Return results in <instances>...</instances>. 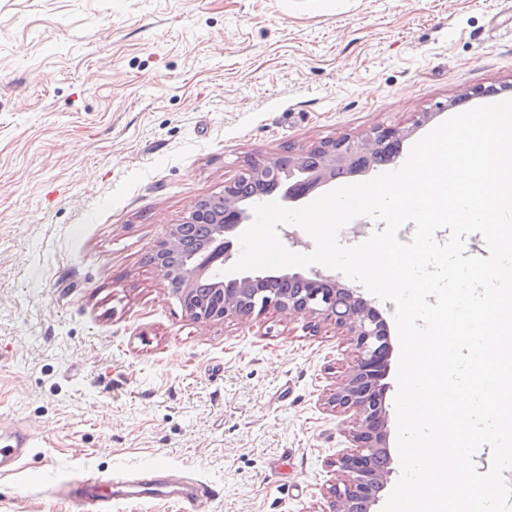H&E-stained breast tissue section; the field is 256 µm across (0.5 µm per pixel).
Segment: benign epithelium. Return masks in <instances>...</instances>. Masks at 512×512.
Here are the masks:
<instances>
[{
	"instance_id": "obj_1",
	"label": "benign epithelium",
	"mask_w": 512,
	"mask_h": 512,
	"mask_svg": "<svg viewBox=\"0 0 512 512\" xmlns=\"http://www.w3.org/2000/svg\"><path fill=\"white\" fill-rule=\"evenodd\" d=\"M400 134L396 128L377 127L360 137L346 135L321 141L315 148L323 153L324 164L311 173L296 159L285 170L278 158L268 157L254 163L247 174L275 177L285 187L283 200L296 202L299 196L293 193L292 181H302L307 188L315 189L331 180L330 174L336 166H352L358 157L370 156L380 144ZM234 184L233 180L226 181L219 193L198 200L181 223L171 226L151 261L164 271L168 286H177L172 294L199 323L228 317L247 321L254 313L273 308L290 316L308 314L332 321L346 330L354 361L330 393L329 404L353 414V446L329 462V466L341 473L343 482L329 488L327 508L322 512H376L374 507L391 474L384 383L392 350L387 324L357 291L338 285L334 292L345 296L347 303V311L339 312L334 296L324 295L319 289L334 280L319 271L312 272L310 277L287 273L288 282L299 281L307 287L281 289L265 287L270 280L268 275L244 274L232 279L234 287L220 289L224 293L220 304L213 307L198 301V289L203 283L223 281L221 265L232 259L231 235L249 220V209L235 195ZM198 221L211 224V240L183 258L181 230L184 224Z\"/></svg>"
}]
</instances>
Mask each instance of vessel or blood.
<instances>
[{
  "instance_id": "b4317fda",
  "label": "vessel or blood",
  "mask_w": 512,
  "mask_h": 512,
  "mask_svg": "<svg viewBox=\"0 0 512 512\" xmlns=\"http://www.w3.org/2000/svg\"><path fill=\"white\" fill-rule=\"evenodd\" d=\"M27 444L26 435L20 432L9 437L1 436L0 468L12 466ZM211 492V487L204 483L193 482L185 488L171 485L159 470L133 481L113 478L103 483L97 479H81L65 487L67 497L83 512H111L113 502L126 499L169 500L191 506L207 499Z\"/></svg>"
}]
</instances>
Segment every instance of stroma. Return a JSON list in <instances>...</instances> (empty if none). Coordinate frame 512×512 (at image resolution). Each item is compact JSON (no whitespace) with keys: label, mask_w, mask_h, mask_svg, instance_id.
Masks as SVG:
<instances>
[{"label":"stroma","mask_w":512,"mask_h":512,"mask_svg":"<svg viewBox=\"0 0 512 512\" xmlns=\"http://www.w3.org/2000/svg\"><path fill=\"white\" fill-rule=\"evenodd\" d=\"M512 99L502 0H0V512L155 461L194 507L320 512L352 446L342 330L270 309L201 324L148 257L248 159ZM28 439L25 434L15 432L12 436L0 437V469L12 466L21 456L22 448H27Z\"/></svg>","instance_id":"1"}]
</instances>
